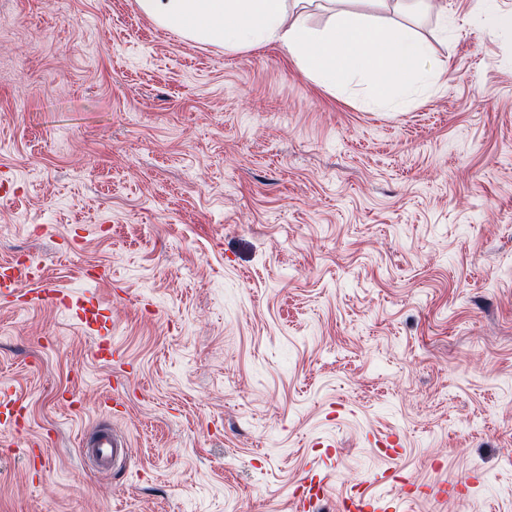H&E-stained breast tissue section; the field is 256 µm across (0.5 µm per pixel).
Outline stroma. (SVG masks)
Returning a JSON list of instances; mask_svg holds the SVG:
<instances>
[{"mask_svg": "<svg viewBox=\"0 0 512 512\" xmlns=\"http://www.w3.org/2000/svg\"><path fill=\"white\" fill-rule=\"evenodd\" d=\"M476 3L307 5L440 62L373 106L133 0H0V262L103 305L118 354L0 304V512H292L311 471L310 512L377 472L412 512H512V36ZM104 424L108 474L80 447ZM81 446L85 455L101 471L111 469L115 462L129 452L125 438L116 434L111 426L99 427L94 434L82 440Z\"/></svg>", "mask_w": 512, "mask_h": 512, "instance_id": "stroma-1", "label": "stroma"}]
</instances>
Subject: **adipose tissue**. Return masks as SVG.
I'll use <instances>...</instances> for the list:
<instances>
[{
  "mask_svg": "<svg viewBox=\"0 0 512 512\" xmlns=\"http://www.w3.org/2000/svg\"><path fill=\"white\" fill-rule=\"evenodd\" d=\"M137 11L182 36L233 49L276 44L305 75L333 88L353 77L366 81L372 101H388L395 87L408 88L429 64L427 45L408 33L379 27L369 16L336 12L317 30L302 18L288 20L287 0H134Z\"/></svg>",
  "mask_w": 512,
  "mask_h": 512,
  "instance_id": "adipose-tissue-1",
  "label": "adipose tissue"
}]
</instances>
